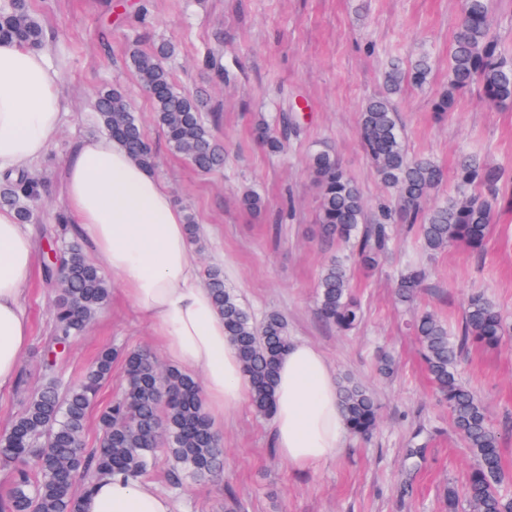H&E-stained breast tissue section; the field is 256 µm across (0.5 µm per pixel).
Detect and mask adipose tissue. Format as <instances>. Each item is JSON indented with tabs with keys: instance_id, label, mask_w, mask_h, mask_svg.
<instances>
[{
	"instance_id": "obj_1",
	"label": "adipose tissue",
	"mask_w": 512,
	"mask_h": 512,
	"mask_svg": "<svg viewBox=\"0 0 512 512\" xmlns=\"http://www.w3.org/2000/svg\"><path fill=\"white\" fill-rule=\"evenodd\" d=\"M69 102L45 52L0 41V174L35 168L60 130ZM65 212L88 240L97 266L150 326L183 372L200 373L211 422L250 398L224 318L192 259L185 215L165 182L108 137L81 141L65 163ZM35 246L12 210L0 208V389L11 386L29 343L24 285ZM273 438L297 468L322 463L346 434L326 357L297 341L277 375ZM81 512H173L171 499L116 475L95 481Z\"/></svg>"
}]
</instances>
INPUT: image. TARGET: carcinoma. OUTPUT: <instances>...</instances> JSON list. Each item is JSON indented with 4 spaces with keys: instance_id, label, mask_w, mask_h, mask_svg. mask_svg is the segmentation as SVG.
Listing matches in <instances>:
<instances>
[{
    "instance_id": "1",
    "label": "carcinoma",
    "mask_w": 512,
    "mask_h": 512,
    "mask_svg": "<svg viewBox=\"0 0 512 512\" xmlns=\"http://www.w3.org/2000/svg\"><path fill=\"white\" fill-rule=\"evenodd\" d=\"M492 25V0H462L450 50L448 86L432 104L436 114L454 111L459 99L474 87L492 108L512 105V62L493 36ZM0 39L41 47L45 33L24 4L0 11ZM173 53V47L162 45L154 51L133 53L130 63L140 85L150 94L155 121L168 143L196 169L208 173L224 165V148L214 141L203 121L197 97L173 84L163 64ZM430 73V59L425 54L408 64L391 60L383 74V92L369 100L361 113L362 146L382 184L394 194V209L368 221L360 189L336 154L320 147L309 158L320 190L321 237L348 250L367 270L390 249L388 225L394 223L417 227L422 246L429 252L457 244L482 248L495 209L503 201L500 185L505 170L469 152L459 159L455 194L444 202L427 204L444 175L430 158L408 154L394 96L407 82L424 86ZM95 111L109 137L120 142L135 161L154 166V154L145 147L139 119L121 89L102 90ZM278 126L277 131L264 122L256 127V137L271 152L279 151L288 139L292 130L288 114L279 115ZM39 195L38 182L29 175L0 180V207L13 209L21 224L32 220V203ZM64 259L60 268L47 263L42 266L45 281L62 285L54 304V331L42 360L48 381L28 396L21 413L0 436V467L8 470L10 478V491L0 500V512H81V497L95 477L113 474L139 481L152 469L160 449L172 462L170 479L175 482L181 481L184 473L196 478L223 473L224 448L205 411L199 382L175 367L160 366L150 352L106 348L80 381L65 388L58 383L53 346L64 347L78 336L107 304L111 293L109 281L88 261L78 241L64 245ZM206 277L216 308L224 317V330L251 384L252 405L258 414L269 416L274 412L278 367L292 343L288 322L279 313L256 319L226 285L223 269L211 267ZM424 277L425 272L418 268L400 273L396 279L399 300L413 302ZM316 295L324 323L346 333L362 324L364 307L352 289L346 259H328ZM413 331L430 380L448 404L452 424L473 459L462 490L448 488V512H456L460 498L469 512H512V496L501 490V433L457 372L468 344L491 348L500 343L504 336L501 315L484 294L474 293L467 298L458 332L428 310L418 314ZM118 359L124 369L123 389L100 414V437L90 448L86 441L88 413ZM339 397L347 430L357 437H370L381 421L374 394L346 376L339 382ZM425 454V445L413 442L403 450L404 462L414 468Z\"/></svg>"
}]
</instances>
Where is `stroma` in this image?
Here are the masks:
<instances>
[{"instance_id": "stroma-1", "label": "stroma", "mask_w": 512, "mask_h": 512, "mask_svg": "<svg viewBox=\"0 0 512 512\" xmlns=\"http://www.w3.org/2000/svg\"><path fill=\"white\" fill-rule=\"evenodd\" d=\"M27 5L46 34V54L70 100L69 116L35 170L42 195L26 228L36 248L45 245L43 229L57 226L64 211L67 157L80 141L101 132L96 94L122 88L155 153V174L169 186L175 204L195 216L202 241L195 262L223 268L226 282L256 317L284 315L292 340L316 346L336 375L355 376L382 407L372 438L345 436L328 460L298 469L276 451L271 418L246 403L227 411L216 427L224 448L223 475L171 487L169 458L161 450L145 484L169 494L175 512H224L229 491L246 512H448L445 491L462 485L471 459L434 391L412 321L417 312L430 310L457 325L467 296L481 291L500 312L505 335L497 347H472L459 373L502 433V490L512 495V210L495 214L479 250L454 246L432 254L405 225H394L395 245L380 265L369 273L351 272L365 308L353 333L322 322L315 302V283L335 247L317 234L319 193L308 157L328 146L358 183L369 214L391 205L390 192L360 146L358 122L367 100L382 92V73L392 57L407 60L425 52L432 60L426 87L405 84L396 100L410 152L429 156L445 173L436 199L454 192L460 153L479 152L512 172V107L491 108L473 91L447 118H433L431 101L448 81V45L460 0H27ZM163 43L175 47L165 60L173 82L198 96L206 124L228 152L221 171L195 170L171 149L155 121L129 57ZM298 100L304 106L297 115L299 130L283 151L259 146L257 121H273ZM246 189L264 197L261 214L239 206ZM409 266L427 271L411 306L399 303L393 288L395 276ZM25 288L30 341L19 368L24 385L0 392V433L46 381L42 350L54 329L56 289L37 265ZM105 348H155L149 325L116 293L72 341L58 378L78 381ZM383 351L395 360L388 376L376 369ZM416 435L426 441L427 452L414 493L404 498L402 450Z\"/></svg>"}]
</instances>
